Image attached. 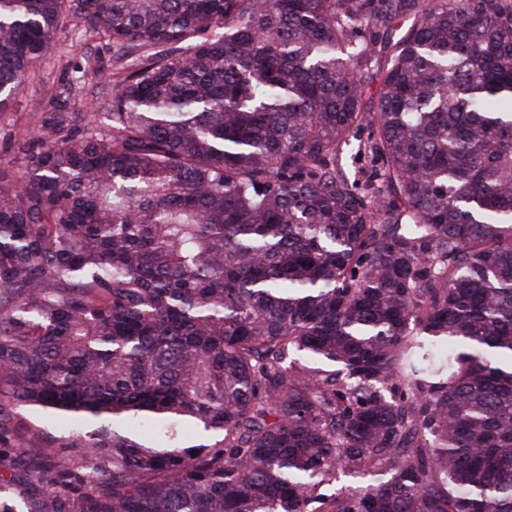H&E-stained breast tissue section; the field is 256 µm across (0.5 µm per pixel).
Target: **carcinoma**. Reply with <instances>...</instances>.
<instances>
[{
    "label": "carcinoma",
    "instance_id": "obj_1",
    "mask_svg": "<svg viewBox=\"0 0 512 512\" xmlns=\"http://www.w3.org/2000/svg\"><path fill=\"white\" fill-rule=\"evenodd\" d=\"M69 15L110 112L0 166V456L93 474L0 512H512V0H0V112ZM390 58L391 49H382L379 52L374 70L372 71L373 78L371 79L369 85L367 86L364 94V103L366 104V106H369L370 102H372L373 100L376 101L380 91L382 77L390 64ZM17 421L19 424V438L21 442L26 440L32 432L41 430L46 436L54 439L51 447L45 448L51 461L66 462L72 471L81 475H87L91 472L90 468L85 463L72 460L67 457V450L60 448L61 443L64 442L65 439L64 435L57 431L56 422L49 425L44 418L31 411H21V413L17 415Z\"/></svg>",
    "mask_w": 512,
    "mask_h": 512
}]
</instances>
